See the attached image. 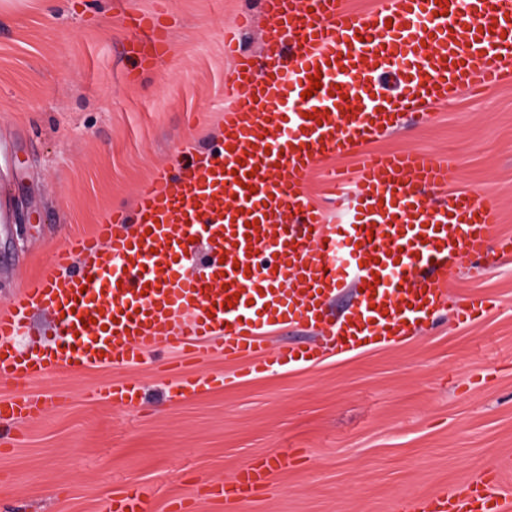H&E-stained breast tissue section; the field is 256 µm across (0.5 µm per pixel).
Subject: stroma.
Wrapping results in <instances>:
<instances>
[{"mask_svg": "<svg viewBox=\"0 0 512 512\" xmlns=\"http://www.w3.org/2000/svg\"><path fill=\"white\" fill-rule=\"evenodd\" d=\"M165 30L167 54L144 68L133 18ZM237 29L260 55L271 24L260 0H5L0 6V310L54 251L132 208L154 169L215 149ZM419 150L457 160L451 186L500 209L512 237V83L461 94L428 119L406 116L362 152ZM458 261L452 294L486 296L471 324L443 312L408 342L304 367L249 374L240 361L52 372L0 381V399L37 395L40 417L0 421V512H104L137 485L152 512L203 482L288 451L298 464L254 499L199 512H393L397 499L452 491L501 469L512 485V257L489 250L482 272ZM216 376L178 393L176 373ZM135 380L132 405L98 397Z\"/></svg>", "mask_w": 512, "mask_h": 512, "instance_id": "obj_1", "label": "stroma"}]
</instances>
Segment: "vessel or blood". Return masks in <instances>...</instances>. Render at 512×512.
I'll return each instance as SVG.
<instances>
[{
    "mask_svg": "<svg viewBox=\"0 0 512 512\" xmlns=\"http://www.w3.org/2000/svg\"><path fill=\"white\" fill-rule=\"evenodd\" d=\"M263 8L273 33L262 78L237 38L226 44L237 60L224 80L231 106L220 148L177 173L157 169L132 211H113L55 250L54 266L78 272L30 279L0 311V379L134 365L161 348L242 361L261 375L316 363L329 348L347 355L404 341L447 306L461 323L487 311V298L450 292L448 263L495 246L511 254L512 238L500 236L495 206L449 188L453 157L364 156L356 176L330 180V201L346 206L337 225L313 203L308 181L322 159L393 130L403 113L422 117L463 92L512 82V0H382L363 15L345 0H264ZM138 25L151 33L137 50L146 65L169 44L152 16ZM392 76L402 81L396 95L383 91ZM431 191L444 192V204H431ZM195 235L210 261L204 277L190 279L182 262ZM343 285L359 294L334 320L327 301ZM33 308L58 319L43 353L17 343ZM290 323L321 330L323 344L269 349L267 333ZM41 411L32 395L0 401V415L12 419ZM295 463L272 455L207 495L256 494ZM397 508L512 512V492L492 474L465 495L442 491ZM150 509L132 487L106 512Z\"/></svg>",
    "mask_w": 512,
    "mask_h": 512,
    "instance_id": "vessel-or-blood-1",
    "label": "vessel or blood"
}]
</instances>
